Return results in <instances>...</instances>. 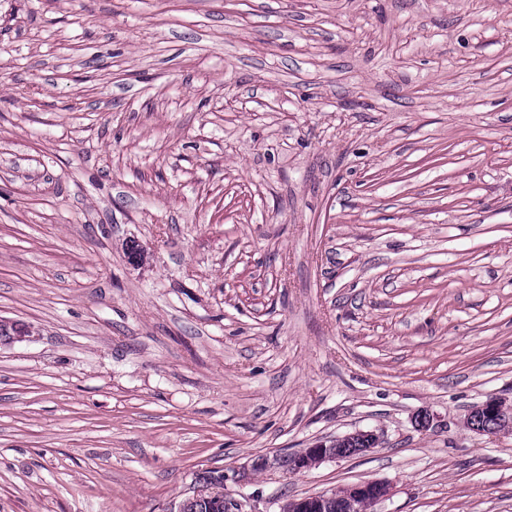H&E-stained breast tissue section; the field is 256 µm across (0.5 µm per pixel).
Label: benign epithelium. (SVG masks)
Returning a JSON list of instances; mask_svg holds the SVG:
<instances>
[{
  "instance_id": "7a95c632",
  "label": "benign epithelium",
  "mask_w": 512,
  "mask_h": 512,
  "mask_svg": "<svg viewBox=\"0 0 512 512\" xmlns=\"http://www.w3.org/2000/svg\"><path fill=\"white\" fill-rule=\"evenodd\" d=\"M467 428L479 434L512 433V404L493 397L473 408L466 416ZM380 438L372 431L358 430L336 439L319 441L297 453L288 454L295 471L311 470L328 460L344 459L377 447ZM194 494L181 500L169 512H198L204 502L215 509L224 508V473L200 472ZM391 487L385 482L368 481L338 487L329 492L303 497L286 503L282 512H359L362 501L377 504L388 499Z\"/></svg>"
}]
</instances>
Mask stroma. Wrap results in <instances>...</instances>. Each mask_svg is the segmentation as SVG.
<instances>
[{
  "mask_svg": "<svg viewBox=\"0 0 512 512\" xmlns=\"http://www.w3.org/2000/svg\"><path fill=\"white\" fill-rule=\"evenodd\" d=\"M0 319V512H512V0H0ZM467 428L479 434L512 433V403L493 397L466 416ZM380 438L373 431L358 430L352 433L345 434L336 439L328 441H319L310 448L297 453H288V459H283L281 464L282 456L273 459L274 465L282 467L288 470V462L290 467L295 471H307L316 468L321 463L328 460H338L348 458L349 454H360L368 451L371 448L377 447ZM292 472V471H289ZM205 476V477H203ZM197 489L192 496L181 500L169 512H197L198 504L207 502L213 504L215 509L224 507V473L202 471L196 476ZM391 487L385 482L368 481L346 485L330 492L287 502L283 512H358L362 501L372 505L388 499Z\"/></svg>",
  "mask_w": 512,
  "mask_h": 512,
  "instance_id": "obj_1",
  "label": "stroma"
}]
</instances>
